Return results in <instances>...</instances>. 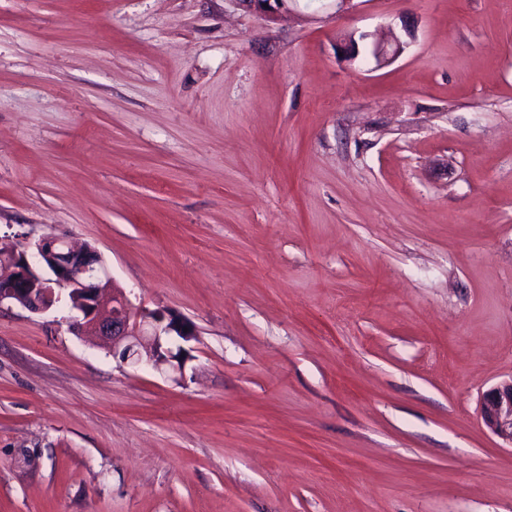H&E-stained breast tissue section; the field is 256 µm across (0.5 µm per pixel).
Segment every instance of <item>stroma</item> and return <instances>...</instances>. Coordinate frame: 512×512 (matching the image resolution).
<instances>
[{"label": "stroma", "instance_id": "35a3bbf8", "mask_svg": "<svg viewBox=\"0 0 512 512\" xmlns=\"http://www.w3.org/2000/svg\"><path fill=\"white\" fill-rule=\"evenodd\" d=\"M0 0V248L94 247L182 374L0 306V512H512V0ZM415 38L377 66L349 33ZM290 0H235L238 4L254 10L265 16L268 20L288 12V2ZM267 4V7H264ZM480 417L492 434L512 447V378L484 393Z\"/></svg>", "mask_w": 512, "mask_h": 512}]
</instances>
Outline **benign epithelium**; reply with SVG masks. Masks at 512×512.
<instances>
[{
    "label": "benign epithelium",
    "instance_id": "benign-epithelium-1",
    "mask_svg": "<svg viewBox=\"0 0 512 512\" xmlns=\"http://www.w3.org/2000/svg\"><path fill=\"white\" fill-rule=\"evenodd\" d=\"M272 20L288 12L289 0H235ZM371 33L352 34L336 41L337 50L354 61L360 54L358 41ZM409 42L395 33L374 38L371 55L379 66L404 52ZM66 295L72 315L68 329L107 340L112 357L120 363L169 366L181 373L187 351H172L162 338L176 336L188 342L195 330L188 320L164 308H135L112 281L101 255L90 246L73 247L67 241L46 235L23 250H0V305L7 302L33 313L51 310ZM480 417L492 434L512 447V379L484 393Z\"/></svg>",
    "mask_w": 512,
    "mask_h": 512
}]
</instances>
